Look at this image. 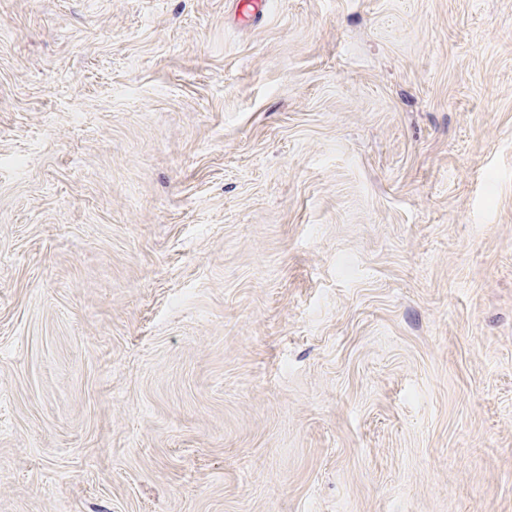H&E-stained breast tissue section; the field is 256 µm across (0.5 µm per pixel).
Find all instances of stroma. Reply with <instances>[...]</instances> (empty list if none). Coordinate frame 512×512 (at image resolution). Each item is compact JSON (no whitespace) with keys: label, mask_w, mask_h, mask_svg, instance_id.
I'll return each instance as SVG.
<instances>
[{"label":"stroma","mask_w":512,"mask_h":512,"mask_svg":"<svg viewBox=\"0 0 512 512\" xmlns=\"http://www.w3.org/2000/svg\"><path fill=\"white\" fill-rule=\"evenodd\" d=\"M0 512H512V0H0Z\"/></svg>","instance_id":"obj_1"}]
</instances>
